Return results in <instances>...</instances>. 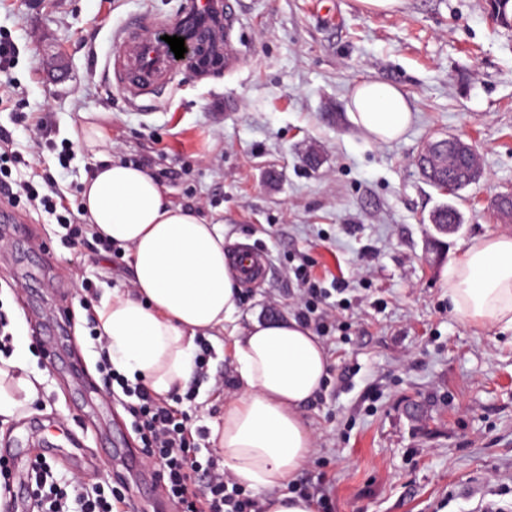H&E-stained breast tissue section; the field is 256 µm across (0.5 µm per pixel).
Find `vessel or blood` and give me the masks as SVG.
<instances>
[{
	"instance_id": "obj_1",
	"label": "vessel or blood",
	"mask_w": 512,
	"mask_h": 512,
	"mask_svg": "<svg viewBox=\"0 0 512 512\" xmlns=\"http://www.w3.org/2000/svg\"><path fill=\"white\" fill-rule=\"evenodd\" d=\"M232 0H184L173 24L177 36L188 43H203L214 53H224L232 20ZM175 55L164 40L138 21L129 22L107 60L117 88L129 101L162 96L169 84ZM237 266L246 279L266 273L264 254L255 248L236 254Z\"/></svg>"
}]
</instances>
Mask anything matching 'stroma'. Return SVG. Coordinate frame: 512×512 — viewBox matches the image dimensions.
Instances as JSON below:
<instances>
[{"label":"stroma","mask_w":512,"mask_h":512,"mask_svg":"<svg viewBox=\"0 0 512 512\" xmlns=\"http://www.w3.org/2000/svg\"><path fill=\"white\" fill-rule=\"evenodd\" d=\"M182 0H0V34L17 51L15 86L0 105L22 163L9 186L48 173L77 211L98 160L74 135L85 117L105 128L103 152L163 171L176 204L222 225L228 249L267 256L265 281L242 286L239 326L294 316L293 271L340 279L348 335L323 337L329 370L302 408L315 448L296 481H325L335 512H481L512 507V331L476 327L448 310V267L463 245L512 232L493 206L512 193V29L489 0H401L375 13L360 0H235L237 69L172 74L169 94L130 104L105 65L131 19L167 32ZM397 85L414 119L398 140L366 139L348 115L355 82ZM41 120L38 133L11 113ZM460 136L484 172L462 190L459 232L436 236L432 212L448 195L423 178L427 143ZM24 230L0 223V311L26 332L38 400L0 423V453L47 456L54 480L111 488L141 456L131 418L105 394L81 282L128 291V260L70 248L59 213L21 202ZM82 377H70V365ZM180 408L213 429L240 390L231 359L215 354Z\"/></svg>","instance_id":"stroma-1"}]
</instances>
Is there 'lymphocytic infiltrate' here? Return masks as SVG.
<instances>
[{"label": "lymphocytic infiltrate", "instance_id": "1", "mask_svg": "<svg viewBox=\"0 0 512 512\" xmlns=\"http://www.w3.org/2000/svg\"><path fill=\"white\" fill-rule=\"evenodd\" d=\"M296 280L303 297L297 319L317 335H325L333 313L329 298L332 292L340 291V283L328 289L321 287L302 270L297 271ZM104 386L120 387L128 397L127 408L145 462L157 474L160 495L174 504L177 512H262L259 500L231 478L216 455H203L206 430L192 427L168 399L112 371L107 372ZM50 473L51 465L45 458L34 459L30 482L37 512H127L130 502L121 490L92 496L75 481L70 491L43 495Z\"/></svg>", "mask_w": 512, "mask_h": 512}]
</instances>
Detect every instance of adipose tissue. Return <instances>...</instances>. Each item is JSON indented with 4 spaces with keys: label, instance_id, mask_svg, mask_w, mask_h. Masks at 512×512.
I'll use <instances>...</instances> for the list:
<instances>
[{
    "label": "adipose tissue",
    "instance_id": "obj_1",
    "mask_svg": "<svg viewBox=\"0 0 512 512\" xmlns=\"http://www.w3.org/2000/svg\"><path fill=\"white\" fill-rule=\"evenodd\" d=\"M349 117L377 143L397 140L412 109L395 85L356 82ZM80 209L93 232L130 251L131 289H108L94 307L96 330L110 363L128 379L167 396L193 371L196 339L226 333L242 394L224 406L213 440L224 466L242 486L265 493V512H314L311 502L282 487L314 446L301 408L328 371L324 346L293 318L235 324L239 282L219 225L173 204L144 169L106 160L85 180ZM448 309L481 327L512 329V234L490 233L465 244L448 268ZM0 381V420L9 421L38 395L27 364L28 338H16Z\"/></svg>",
    "mask_w": 512,
    "mask_h": 512
}]
</instances>
